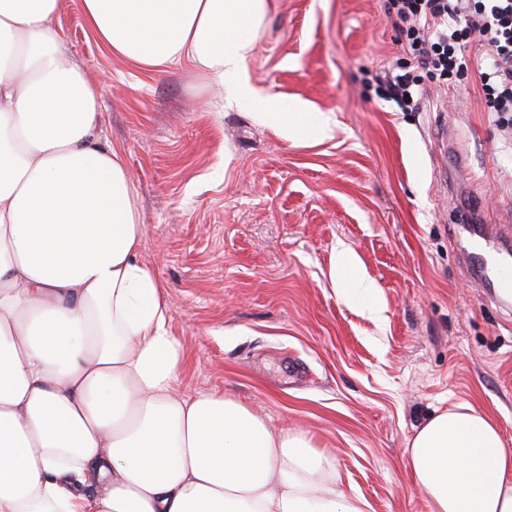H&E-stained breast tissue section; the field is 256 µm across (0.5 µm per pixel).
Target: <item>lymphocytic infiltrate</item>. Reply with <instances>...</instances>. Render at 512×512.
<instances>
[{
	"instance_id": "f902f5d3",
	"label": "lymphocytic infiltrate",
	"mask_w": 512,
	"mask_h": 512,
	"mask_svg": "<svg viewBox=\"0 0 512 512\" xmlns=\"http://www.w3.org/2000/svg\"><path fill=\"white\" fill-rule=\"evenodd\" d=\"M391 5L416 65L443 79L476 68L488 112L500 123L512 116V0H392ZM472 36L483 52L471 62L460 43Z\"/></svg>"
}]
</instances>
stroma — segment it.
<instances>
[{"instance_id":"1","label":"stroma","mask_w":512,"mask_h":512,"mask_svg":"<svg viewBox=\"0 0 512 512\" xmlns=\"http://www.w3.org/2000/svg\"><path fill=\"white\" fill-rule=\"evenodd\" d=\"M52 25L124 151L180 391L304 432L368 512H428L405 448L436 410L474 405L512 448V299L466 259L471 226L512 213V132L476 73L421 74L412 112L384 99L380 68L408 59L390 0H269L250 101L186 65L112 55L82 0H60ZM269 99L327 118L330 138L284 139L257 117ZM357 280L370 291L347 296Z\"/></svg>"}]
</instances>
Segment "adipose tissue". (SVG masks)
Listing matches in <instances>:
<instances>
[{
	"label": "adipose tissue",
	"instance_id": "adipose-tissue-1",
	"mask_svg": "<svg viewBox=\"0 0 512 512\" xmlns=\"http://www.w3.org/2000/svg\"><path fill=\"white\" fill-rule=\"evenodd\" d=\"M268 0H83L112 54L188 63L248 99ZM58 0H0V512H367L333 458L235 398L178 389L182 347L103 101L51 25ZM285 136L326 120L261 113ZM430 512H512V448L477 408L406 450Z\"/></svg>",
	"mask_w": 512,
	"mask_h": 512
}]
</instances>
